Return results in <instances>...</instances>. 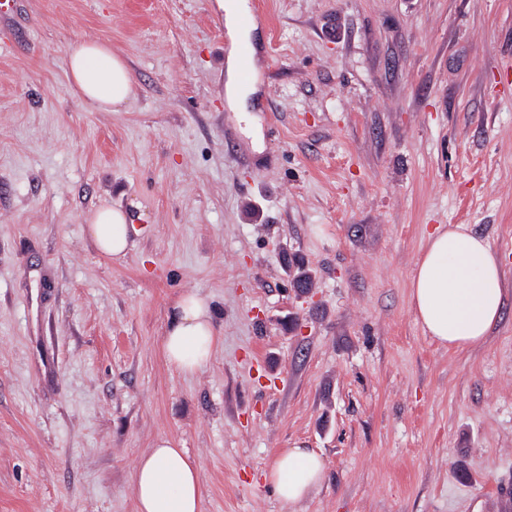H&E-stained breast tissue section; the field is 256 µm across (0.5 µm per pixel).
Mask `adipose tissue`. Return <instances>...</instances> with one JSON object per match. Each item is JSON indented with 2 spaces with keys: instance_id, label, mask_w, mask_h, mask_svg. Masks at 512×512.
<instances>
[{
  "instance_id": "obj_1",
  "label": "adipose tissue",
  "mask_w": 512,
  "mask_h": 512,
  "mask_svg": "<svg viewBox=\"0 0 512 512\" xmlns=\"http://www.w3.org/2000/svg\"><path fill=\"white\" fill-rule=\"evenodd\" d=\"M66 70L70 92L93 110H119L131 94L128 64L108 44L75 42ZM84 221L99 251L124 260L136 231L127 212L103 204ZM410 300L417 322L437 344L455 350L477 346L502 317L500 257L488 239L468 225H437L415 265ZM218 342L209 301L195 291L183 293L162 342L167 362L179 372L194 373L209 363ZM323 474L320 454L296 444L276 455L264 480L283 504L295 507L316 491ZM134 481L136 512H202L197 465L168 439L141 455Z\"/></svg>"
}]
</instances>
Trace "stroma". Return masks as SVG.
Instances as JSON below:
<instances>
[{
	"label": "stroma",
	"instance_id": "stroma-1",
	"mask_svg": "<svg viewBox=\"0 0 512 512\" xmlns=\"http://www.w3.org/2000/svg\"><path fill=\"white\" fill-rule=\"evenodd\" d=\"M23 2L0 18V512H135L161 438L195 461L203 512H502L512 0H247L258 150L215 0ZM78 40L125 58L120 111L69 92ZM103 203L137 228L120 264L84 231ZM440 224L503 262L502 320L469 350L410 304ZM187 291L220 337L192 374L161 350ZM297 442L325 479L291 508L263 474ZM251 91L238 82L236 65L233 60L229 61L227 70L226 97L229 108L233 112L242 113L241 120L250 125L251 118L248 112V97Z\"/></svg>",
	"mask_w": 512,
	"mask_h": 512
}]
</instances>
